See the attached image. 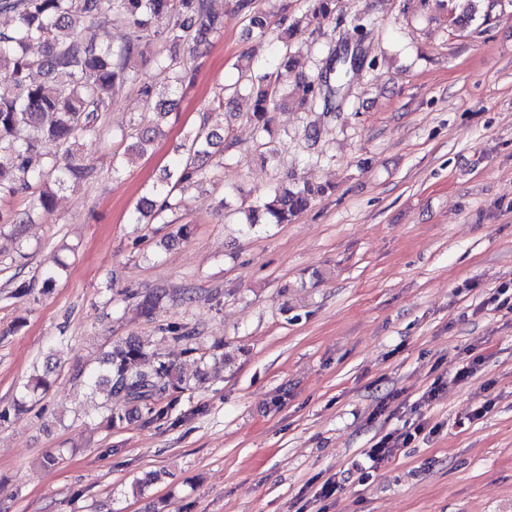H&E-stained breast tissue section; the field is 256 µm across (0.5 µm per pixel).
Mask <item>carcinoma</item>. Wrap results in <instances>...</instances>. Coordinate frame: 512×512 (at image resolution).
I'll list each match as a JSON object with an SVG mask.
<instances>
[{
	"mask_svg": "<svg viewBox=\"0 0 512 512\" xmlns=\"http://www.w3.org/2000/svg\"><path fill=\"white\" fill-rule=\"evenodd\" d=\"M225 2L242 17L249 34L278 43L279 57L265 66L250 55L243 57V85L232 92L222 89L213 103L222 108L224 100L245 92L251 101L247 119L253 126L256 148L263 158L271 159L280 146L272 130L273 114L290 102L306 112L336 114L347 100L350 73L365 63L359 46H343L328 52L318 73L294 75V34L305 29L318 38L325 26L337 20L361 35L371 20L358 15L336 19V0H305V8L291 15L286 3L271 10L261 6L262 0ZM0 13L14 18L12 28L0 29V198L26 193L39 184L43 189L32 204L42 209L54 205V190L92 179L93 172L75 163L74 147L89 134L103 133L105 115L127 87L137 88L145 111L152 114V119L123 134L131 139L127 154L147 153L175 106L170 95L191 81L200 46L221 28L209 0H0ZM101 16L128 28V38L120 48H114L107 31L96 25ZM150 43L182 45L191 54L188 59L154 51L157 66L167 74L166 87L161 90L143 80L137 67ZM34 70L45 76L51 88L30 80ZM228 138L205 126L189 133L180 145L183 158L164 169L161 187H152L140 199L135 223L180 210L183 200L178 191L183 185L216 178L210 160L216 152L231 147ZM325 192V187L290 174L243 210L244 224L249 230L262 224H289ZM165 297L163 290L144 295L140 314L154 320ZM164 332L185 351L198 350L197 330L169 326ZM49 373L47 360L44 376L21 386L16 411H26L29 397L49 389ZM87 380L92 389L109 398L122 396L125 408L109 409L107 421L112 427L134 412L163 416L162 401L175 402L177 394L187 388L177 363L150 350L138 337H129L104 352Z\"/></svg>",
	"mask_w": 512,
	"mask_h": 512,
	"instance_id": "carcinoma-1",
	"label": "carcinoma"
}]
</instances>
